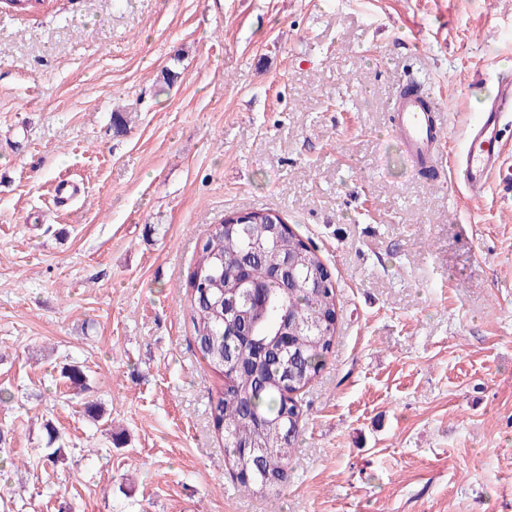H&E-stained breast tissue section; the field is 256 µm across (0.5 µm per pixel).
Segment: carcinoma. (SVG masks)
<instances>
[{
  "label": "carcinoma",
  "mask_w": 512,
  "mask_h": 512,
  "mask_svg": "<svg viewBox=\"0 0 512 512\" xmlns=\"http://www.w3.org/2000/svg\"><path fill=\"white\" fill-rule=\"evenodd\" d=\"M214 224L197 242L184 281L193 342L222 387L211 400L212 427L224 439V466L245 492L265 497L288 481V465L302 431L298 395L321 372L336 337L337 291L331 272L305 240L281 219ZM293 259L292 282L272 274ZM245 276L265 290L261 311L224 317V302ZM61 377L88 389L81 365ZM83 416L108 421L100 403L82 404Z\"/></svg>",
  "instance_id": "obj_1"
}]
</instances>
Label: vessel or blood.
Listing matches in <instances>:
<instances>
[{
	"mask_svg": "<svg viewBox=\"0 0 512 512\" xmlns=\"http://www.w3.org/2000/svg\"><path fill=\"white\" fill-rule=\"evenodd\" d=\"M441 98L430 90L400 91L393 104L394 132L416 162L429 167L447 164L459 175L471 197H483L490 181L512 193V160L506 156V116L512 111V78H499L497 92L473 123L461 152L445 154L442 143L447 129L439 116Z\"/></svg>",
	"mask_w": 512,
	"mask_h": 512,
	"instance_id": "vessel-or-blood-1",
	"label": "vessel or blood"
}]
</instances>
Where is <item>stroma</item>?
I'll return each instance as SVG.
<instances>
[{"label": "stroma", "instance_id": "1", "mask_svg": "<svg viewBox=\"0 0 512 512\" xmlns=\"http://www.w3.org/2000/svg\"><path fill=\"white\" fill-rule=\"evenodd\" d=\"M408 76L462 149L512 77V0L0 7V512H512V195L415 173L389 128ZM252 210L339 299L265 498L224 467L182 288L210 225ZM72 362L127 443L82 416Z\"/></svg>", "mask_w": 512, "mask_h": 512}]
</instances>
